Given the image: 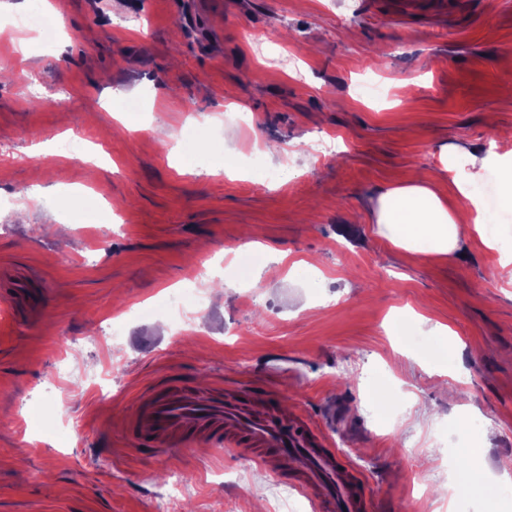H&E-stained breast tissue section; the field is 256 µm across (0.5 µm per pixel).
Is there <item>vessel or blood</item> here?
Returning a JSON list of instances; mask_svg holds the SVG:
<instances>
[{"label":"vessel or blood","instance_id":"vessel-or-blood-1","mask_svg":"<svg viewBox=\"0 0 512 512\" xmlns=\"http://www.w3.org/2000/svg\"><path fill=\"white\" fill-rule=\"evenodd\" d=\"M137 449L207 444L268 468L278 481L306 493L318 512H367L363 482L349 460L312 424L296 418L276 425L225 404L223 393L195 396L166 388L142 397L124 428Z\"/></svg>","mask_w":512,"mask_h":512}]
</instances>
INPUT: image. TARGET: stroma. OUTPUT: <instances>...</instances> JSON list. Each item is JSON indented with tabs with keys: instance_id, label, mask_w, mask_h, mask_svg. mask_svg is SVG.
Wrapping results in <instances>:
<instances>
[{
	"instance_id": "stroma-1",
	"label": "stroma",
	"mask_w": 512,
	"mask_h": 512,
	"mask_svg": "<svg viewBox=\"0 0 512 512\" xmlns=\"http://www.w3.org/2000/svg\"><path fill=\"white\" fill-rule=\"evenodd\" d=\"M51 2L57 41L14 57L28 97L0 83V512H166L175 474L177 512H283L276 479L246 459L129 446L139 398L170 383L232 402L257 388L278 417L309 416L369 512H512V286L491 277L512 223L489 213L497 249L465 235L425 256L375 222L379 196L442 171L448 146L501 151L512 6ZM247 28L269 41L246 43ZM84 133L94 157L68 154ZM227 157L247 175L208 174ZM35 183L43 197L17 204ZM200 271L224 297L181 336L169 304L193 302ZM442 327L463 377L437 353ZM454 390L475 408L463 430ZM381 394L409 395L398 427ZM482 441L485 491L448 497Z\"/></svg>"
}]
</instances>
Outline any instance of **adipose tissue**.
I'll use <instances>...</instances> for the list:
<instances>
[{"label": "adipose tissue", "instance_id": "ef3b65f1", "mask_svg": "<svg viewBox=\"0 0 512 512\" xmlns=\"http://www.w3.org/2000/svg\"><path fill=\"white\" fill-rule=\"evenodd\" d=\"M447 168L453 173L447 194H439L431 180L415 178L379 198L376 222L384 227V236L391 244L422 254L450 255L467 230L485 238L488 248H496V241L485 237L490 205L480 185L487 169L501 172L503 190L495 205L512 214V148L489 159L455 147L448 152ZM454 198L463 200V207L451 206Z\"/></svg>", "mask_w": 512, "mask_h": 512}]
</instances>
